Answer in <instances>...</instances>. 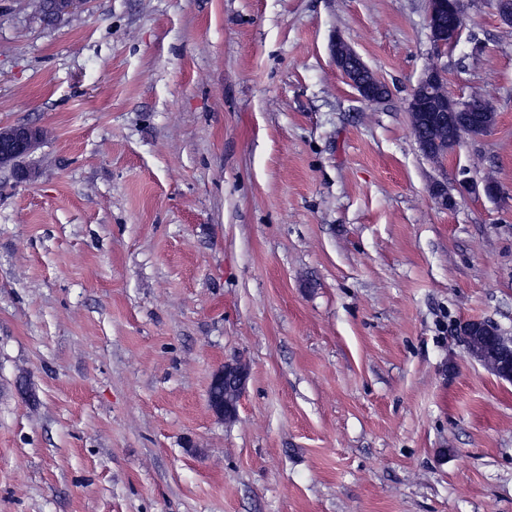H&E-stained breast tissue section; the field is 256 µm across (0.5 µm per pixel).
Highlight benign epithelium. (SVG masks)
I'll return each mask as SVG.
<instances>
[{"instance_id": "benign-epithelium-1", "label": "benign epithelium", "mask_w": 512, "mask_h": 512, "mask_svg": "<svg viewBox=\"0 0 512 512\" xmlns=\"http://www.w3.org/2000/svg\"><path fill=\"white\" fill-rule=\"evenodd\" d=\"M427 25L435 53H448L464 26L460 0H428ZM333 57L336 67L363 101L377 104L389 95L388 85L350 45L341 40L336 42ZM446 84L445 71L431 66L422 73L408 102L412 134L423 154L433 162H443L455 155L465 137L483 136L495 126L486 108L451 96ZM41 140L42 130L37 127H0V167H12L20 181L32 179L34 172L23 165V160ZM457 334L473 359L499 380L512 382V338L503 335L496 324L466 321L460 324ZM248 376V367L238 359L227 360L216 370L208 390V403L217 417H236Z\"/></svg>"}]
</instances>
